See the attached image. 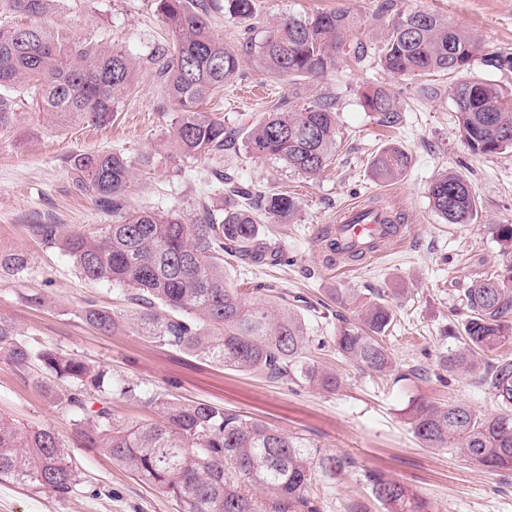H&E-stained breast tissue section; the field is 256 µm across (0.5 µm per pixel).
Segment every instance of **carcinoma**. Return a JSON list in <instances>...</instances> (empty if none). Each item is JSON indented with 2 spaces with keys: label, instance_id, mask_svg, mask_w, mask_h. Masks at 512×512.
<instances>
[{
  "label": "carcinoma",
  "instance_id": "obj_1",
  "mask_svg": "<svg viewBox=\"0 0 512 512\" xmlns=\"http://www.w3.org/2000/svg\"><path fill=\"white\" fill-rule=\"evenodd\" d=\"M56 0H0V132L20 121L19 109L52 114L61 124L104 125L132 90L140 62L116 47L63 35L40 24L19 26L17 15L39 19ZM171 39L145 59L176 112L163 144L168 158L209 160L242 145L258 159L306 177L320 173L336 149V102L321 97L298 112H265L243 126L203 108L246 61L288 80L318 79L336 69L341 56L360 63L366 56L356 36L357 18L347 11L317 12L278 19L264 31L245 28L235 49L211 31L206 0H157ZM224 11L250 20L254 0H224ZM479 42L439 14L400 10L383 25L379 62L399 77L439 73L452 78L451 95L469 79ZM475 90L454 100L461 140L474 155L512 149L509 93L497 83L474 79ZM380 122L398 123L393 92L378 86L364 95ZM412 158L398 145L383 148L371 167L380 179L405 174ZM73 184L118 218L92 231L60 233L58 224H35L45 244H57L74 268L92 283L122 292L132 305L115 312L89 301L81 319L103 334L125 327L174 350L202 355L226 367L259 372L273 381H301L327 393L343 378L308 355L313 323L349 309L333 337L336 354L379 377L398 382L400 370L382 336L394 315L383 296L362 299L333 292L305 307L287 301L271 284L238 288L224 270V256L242 268L277 266L278 250L260 231L262 218L288 222L297 210L293 197L267 192L230 173L219 175L218 191L257 199V208L215 210L199 204L192 224L176 209L130 208L127 191L134 166L118 150L80 155L71 164ZM435 212L447 223L469 224L477 213L467 180L445 171L429 188ZM28 271L21 251L0 252V275L20 278ZM465 319L452 331L459 346L439 359L453 375L464 373L489 388L501 411L481 413L465 403H419L407 414L411 431L425 448H448L489 469L512 468V360L495 352L512 343V263L473 280L461 298ZM0 363L28 375L40 367L70 385L64 394L47 391L68 416L82 448L102 451L140 481L173 500L178 512H320L313 483L333 485L356 467L309 437L246 419L206 402L185 403L157 393L148 404L157 420L133 424L117 420L110 399L135 396L112 389L103 367L50 347H37L0 320ZM365 481L385 512H429L425 500L379 471ZM30 484L65 498L80 491L82 472L56 433L32 429L0 417V480ZM265 496H256V491Z\"/></svg>",
  "mask_w": 512,
  "mask_h": 512
}]
</instances>
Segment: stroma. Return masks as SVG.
I'll return each mask as SVG.
<instances>
[{"instance_id":"obj_1","label":"stroma","mask_w":512,"mask_h":512,"mask_svg":"<svg viewBox=\"0 0 512 512\" xmlns=\"http://www.w3.org/2000/svg\"><path fill=\"white\" fill-rule=\"evenodd\" d=\"M398 6L434 11L449 23L473 33L482 57L472 76L512 90V70L485 65L484 56L512 54V0H396ZM386 0H255L254 19L302 16L318 9L347 10L359 21V37L369 54L359 64L340 60L322 78L291 86L251 65H244L224 86L221 97L205 106L225 124L276 108H300L317 97L336 101L339 134L334 156L320 174L305 177L246 152L182 164L183 175L158 155L175 117L163 89L146 68L125 96L110 125L76 123L63 128L39 114L0 134V248L25 252L30 270L21 278L0 277V320L18 335L76 353L102 365L113 382L133 387L134 397L113 396L112 412L125 422L145 423L154 413L147 404L154 392L182 400L207 402L268 425L315 439L322 447L354 459L358 465L336 484L311 489L321 512H348L353 502L369 512H383L359 476L365 468L384 473L424 498L431 512H512V470L493 471L464 461L448 449L423 447L405 412L423 402L464 401L485 413L499 412L492 395L474 379H437L438 358L456 347L447 335L448 321L460 308L463 288L500 267L504 248L492 234L494 224H512V151L471 154L458 132L449 81L443 76L397 77L380 68L375 16ZM44 22L73 38L89 37L109 47L145 58L167 37L155 0H59ZM386 86L400 102V122L382 126L364 106L369 89ZM412 157L399 179L374 177L371 162L389 144ZM118 149L131 160L155 153V163L128 191L132 208L180 209L194 222L197 201L208 197L218 207L234 201L215 193L213 173L227 170L260 189L294 196L299 209L285 224H264L265 234L282 251L278 266H263L249 280L275 282L308 301L325 298L330 289L368 294L392 292L395 324L384 339L397 365L418 367L420 375L393 382L361 371L339 358L327 344L338 322L315 323L314 359L336 368L345 380L329 394L304 383H275L264 375L230 367L162 347L130 331L104 335L86 324L80 309L87 300L114 310L127 302L111 287L82 278L60 246L42 243L36 224H58L81 231L112 223L109 211L96 207L74 187L70 163L85 153ZM445 171L460 173L478 201L470 224L445 223L431 206L428 190ZM358 203L385 206L406 227V238L391 254L356 263L329 264L319 242L337 214ZM43 294L36 307L29 294ZM46 374L22 376L0 363V416L33 428L52 429L71 448L84 478L80 492L61 499L13 481H0V512H177L156 489L113 464L110 457L77 447L68 417L41 387ZM51 382V381H48ZM54 390L64 382H51Z\"/></svg>"}]
</instances>
